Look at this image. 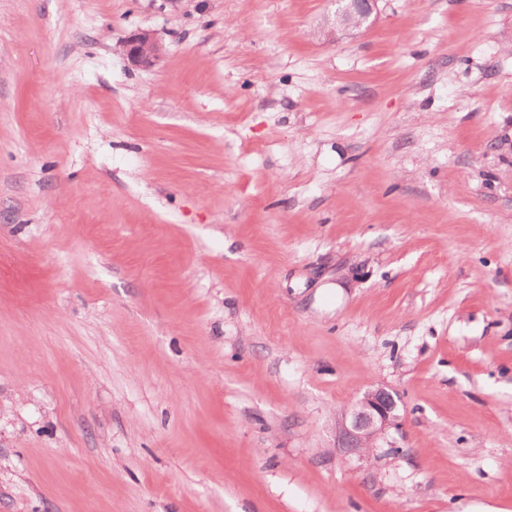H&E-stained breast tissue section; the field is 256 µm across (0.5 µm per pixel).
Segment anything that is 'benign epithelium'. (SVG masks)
<instances>
[{
  "instance_id": "obj_1",
  "label": "benign epithelium",
  "mask_w": 512,
  "mask_h": 512,
  "mask_svg": "<svg viewBox=\"0 0 512 512\" xmlns=\"http://www.w3.org/2000/svg\"><path fill=\"white\" fill-rule=\"evenodd\" d=\"M377 0H336V19L327 36L336 37L361 27L370 18ZM122 54L134 66L151 68L165 54L164 45L148 30L130 34L119 44ZM398 419L393 396L383 387L364 393L338 419V441L351 452L365 454Z\"/></svg>"
}]
</instances>
